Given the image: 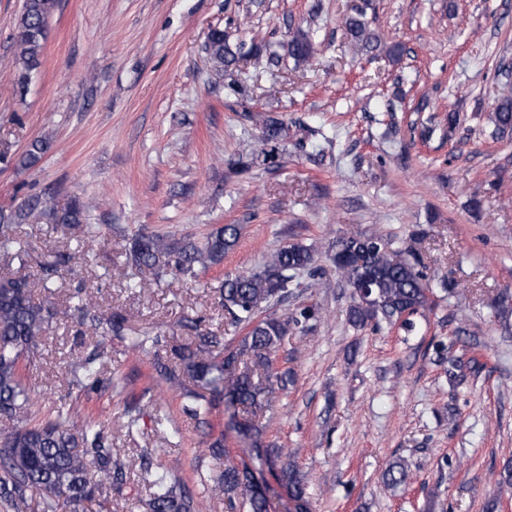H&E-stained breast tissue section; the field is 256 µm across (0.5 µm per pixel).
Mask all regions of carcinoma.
<instances>
[{"label":"carcinoma","mask_w":512,"mask_h":512,"mask_svg":"<svg viewBox=\"0 0 512 512\" xmlns=\"http://www.w3.org/2000/svg\"><path fill=\"white\" fill-rule=\"evenodd\" d=\"M56 0H24L15 25L17 48L15 81L24 89L41 65L49 16ZM344 27L354 51H368L378 46V37L368 28L361 15L344 19ZM205 51L216 71L236 65L238 57L224 40V32L212 31ZM288 54L298 62L313 55V45L307 35L295 34L288 43ZM262 130L258 157L275 165L280 159L286 137L283 123L256 114L252 116ZM493 134H512V81L506 80L499 98L489 114ZM48 149L44 140L34 141L20 158L23 166L36 164ZM38 210L55 223L69 228L86 225L87 233H96V225L85 224V208L79 199L58 210L51 198H35L25 207L0 214V253L7 254L18 242L13 228L24 223L29 212ZM240 239L236 224H224L212 229L202 241L190 236L176 239L140 231L128 238L127 263L138 271H149L160 278L196 279L200 274L224 264V257L235 249ZM410 258H398L387 250L382 238L362 232L337 239L329 247V260L348 288L361 280L369 282L371 293L365 300L351 297L348 315L356 327L367 325L379 329L382 325H398L412 330V316L433 305L432 291L426 275L419 269L414 250ZM307 275L317 280L324 270L316 264L315 249L298 242L283 245L256 270L225 274L221 296L230 325L245 332L241 339H225L199 331L197 322L187 327L197 331V344L178 354L184 369L195 381L209 390V396L185 393L190 400L185 410L206 417L216 402L225 406L260 409L262 400L272 386L285 391L292 382L288 369L274 366V357L286 336L310 331L309 322L318 321V311L312 307L277 313L276 308L301 287L299 277ZM72 309L79 323L95 337L120 336L126 319L113 313L107 318L94 314L93 297L78 289L71 295ZM53 312L49 303L34 299L32 285L24 277L0 279V417L18 418L40 411L38 397L22 381L21 364L37 349L48 329ZM101 366L97 358L89 357L71 366V383L78 390L100 389ZM78 410L72 403L59 407L35 425L18 428L0 437V501L14 512H27V491L40 492L44 512H57L62 503L79 505L93 499L103 489L112 487L120 467L113 460L112 447L103 431L93 420L85 421L81 429L71 428V418ZM237 437L248 440L266 461L279 464L278 480L288 491L296 512H307L305 480L294 461H278L273 449L262 445L261 430L250 418L232 421ZM213 458L225 457L224 470L210 478L207 490L213 497H224L229 512H268L266 492L246 468L236 465L224 449V435L217 436L204 449ZM172 466L163 471H146L145 479L152 489L144 502L146 512H204L205 498L196 497L176 478ZM407 469L396 462L385 474L386 485L396 489L406 484Z\"/></svg>","instance_id":"carcinoma-1"}]
</instances>
